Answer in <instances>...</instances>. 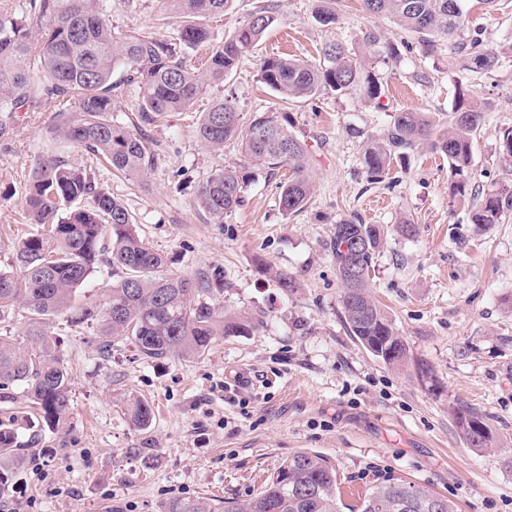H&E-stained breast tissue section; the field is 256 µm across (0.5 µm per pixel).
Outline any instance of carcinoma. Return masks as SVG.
Returning a JSON list of instances; mask_svg holds the SVG:
<instances>
[{"label":"carcinoma","instance_id":"1","mask_svg":"<svg viewBox=\"0 0 512 512\" xmlns=\"http://www.w3.org/2000/svg\"><path fill=\"white\" fill-rule=\"evenodd\" d=\"M234 0H164L180 19L176 41L143 33L115 32L108 0H25L21 12H0V140L14 134L22 112H39L56 104L44 134L81 148L97 164H106L139 181L152 169L154 150L143 128L167 112H189L210 84L221 83L252 53L274 23L261 7L222 44L211 42L207 19L228 12ZM371 16L388 15L405 30L420 35L424 51L442 42L461 53L472 72L498 64L495 51L477 38H461V0H363ZM365 45L373 56H397L395 44L371 33ZM123 78L112 80L114 71ZM260 81L283 99H312L324 92L353 95L365 102L381 97L382 84L372 64L339 43L324 51L318 64L290 57L260 62ZM139 90L136 118L114 115L116 101L129 86ZM483 122V108L464 96L448 113V126L437 133L423 112L391 116L381 136L368 140L363 168L376 182L395 159L421 146L448 159L451 203H470V223L498 224L512 212V184L483 191L473 182L472 143ZM197 139L214 152L240 142L244 164L221 165L201 183L198 205L214 224L224 223L242 202L251 178L247 167L270 173L287 168L280 186L285 214L304 209L313 193L307 147L290 130L287 113L253 114L242 122L235 102L222 98L201 113ZM498 150L512 161V127L500 132ZM30 227L13 247L12 264L0 269V322L22 309L24 333L0 335V405L15 408L24 398L25 425L0 421V492L8 488L25 451L35 448L46 427H57L71 410V374L49 328L61 320L72 335L91 331L104 357L128 340L147 362L201 359L224 336H247L257 320L214 303L224 291V274L201 265L190 275L170 269L169 259L140 235L133 216L119 199L98 187L95 167L76 168L53 155L36 159L24 184ZM367 242L356 265L364 278L344 282L349 258L342 248L346 229ZM383 233L356 218L333 228L330 248L336 276L343 282L341 304L352 336L394 355L378 356L390 367L410 359L405 339L373 298L370 271ZM110 270L112 282L84 294L93 275ZM124 415L140 430L152 423L150 404L130 397ZM460 435L471 448L487 449L495 436L482 414L469 407L455 411ZM480 423L485 433L472 427ZM341 479L326 457L299 452L288 458L261 489L245 501L205 497L174 498L163 512H458L456 503L427 486L387 477L364 489L355 504L341 497Z\"/></svg>","mask_w":512,"mask_h":512}]
</instances>
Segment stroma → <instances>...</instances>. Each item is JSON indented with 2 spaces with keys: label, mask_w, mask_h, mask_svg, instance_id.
<instances>
[{
  "label": "stroma",
  "mask_w": 512,
  "mask_h": 512,
  "mask_svg": "<svg viewBox=\"0 0 512 512\" xmlns=\"http://www.w3.org/2000/svg\"><path fill=\"white\" fill-rule=\"evenodd\" d=\"M265 1L275 22L253 53L193 111L148 126L157 159L144 181L96 170L145 240L174 259V271L222 269L218 304L258 318L257 331L218 339L202 359L161 362L140 360L129 342L107 358L93 337H62L71 413L28 450L7 496L25 512H159L173 497L246 500L288 457L308 451L330 459L347 488L394 476L447 496L459 512H512V214L476 230L468 205H450L448 161L437 153L395 162L376 183L361 161L364 143L391 114L423 112L444 126L462 89L485 109L472 145L476 183L490 190L512 179L497 145L500 130L512 126V0L493 9L462 0L465 38L479 37L499 56L483 73L468 71L447 47L424 53L416 34L367 16L362 0H335L338 21L328 27L316 18L322 0ZM110 2L116 30L174 36L177 20L163 18L161 0ZM369 31L403 47L399 58L373 63L379 105L336 94L288 101L260 81L263 58L316 62L332 42L357 52ZM227 95L246 118L289 114L308 147L314 192L306 209L283 214L284 175L264 170L223 223L199 207L198 185L218 164L243 160L237 143L215 153L195 136L199 113ZM53 114L50 105L24 114L12 141L0 144L2 269L28 222L21 187L34 159L90 163L82 149L44 139ZM353 215L388 231L370 285L407 341L410 359L400 369L350 336L341 313L329 242L336 223ZM404 219L414 235L392 232ZM272 268L288 272L296 288H277ZM421 363L429 379L418 376ZM241 372L251 385L237 384ZM130 395L152 407L147 430L123 414ZM462 405L486 418L496 451L460 437L453 414Z\"/></svg>",
  "instance_id": "35a3bbf8"
}]
</instances>
